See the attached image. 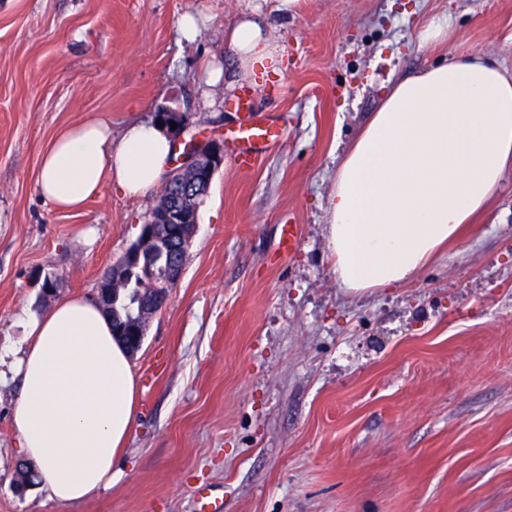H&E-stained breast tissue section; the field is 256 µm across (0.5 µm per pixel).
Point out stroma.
<instances>
[{
  "instance_id": "obj_1",
  "label": "stroma",
  "mask_w": 512,
  "mask_h": 512,
  "mask_svg": "<svg viewBox=\"0 0 512 512\" xmlns=\"http://www.w3.org/2000/svg\"><path fill=\"white\" fill-rule=\"evenodd\" d=\"M252 6L279 69L207 86ZM443 14L440 51L422 34ZM473 50L512 72V0H0L1 350L23 348L20 312L94 297L157 199L108 186L55 210L35 175L60 131L103 115L117 134L167 108L185 117L179 145L220 138L244 91L284 128L251 169L228 158L213 178L131 356L137 418L111 488L70 506L17 492L19 382L0 381V512H198L201 486L221 512H512V172L467 238L399 288H341L325 231L342 153L391 84Z\"/></svg>"
}]
</instances>
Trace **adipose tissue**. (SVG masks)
<instances>
[{"label":"adipose tissue","mask_w":512,"mask_h":512,"mask_svg":"<svg viewBox=\"0 0 512 512\" xmlns=\"http://www.w3.org/2000/svg\"><path fill=\"white\" fill-rule=\"evenodd\" d=\"M224 40L241 79L279 56L255 10ZM173 150L158 124L133 122L116 137L108 119H89L44 150L37 190L61 211L79 210L107 182L141 196L163 183ZM510 169L512 74L472 51L397 80L336 169L326 237L337 283L364 294L410 282L464 238ZM20 320L30 338L14 363L22 453L51 499L89 501L111 487L135 425L130 353L90 299Z\"/></svg>","instance_id":"ef3b65f1"}]
</instances>
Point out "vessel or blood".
<instances>
[{
  "label": "vessel or blood",
  "instance_id": "obj_1",
  "mask_svg": "<svg viewBox=\"0 0 512 512\" xmlns=\"http://www.w3.org/2000/svg\"><path fill=\"white\" fill-rule=\"evenodd\" d=\"M232 105L236 111L242 112L243 117L235 129L229 130L226 138L231 144L236 166L248 169L254 166L264 150L280 141L283 129L278 121L255 119L247 96H237Z\"/></svg>",
  "mask_w": 512,
  "mask_h": 512
}]
</instances>
